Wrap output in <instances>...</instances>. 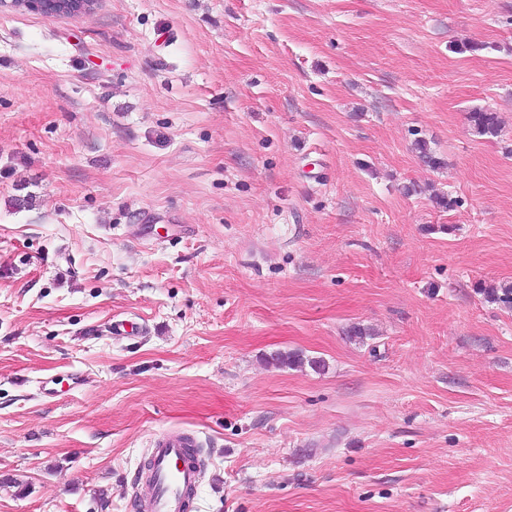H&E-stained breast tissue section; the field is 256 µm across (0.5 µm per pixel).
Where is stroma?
Wrapping results in <instances>:
<instances>
[{
  "label": "stroma",
  "mask_w": 512,
  "mask_h": 512,
  "mask_svg": "<svg viewBox=\"0 0 512 512\" xmlns=\"http://www.w3.org/2000/svg\"><path fill=\"white\" fill-rule=\"evenodd\" d=\"M510 284L512 0L0 10V512H512ZM469 119L480 135L497 137L501 131V123L495 112L474 110L470 112ZM191 437L167 431L157 435L151 448L152 491L146 501L147 512H185L186 492L200 479L198 466L189 459L185 448Z\"/></svg>",
  "instance_id": "obj_1"
}]
</instances>
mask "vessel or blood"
<instances>
[{
    "label": "vessel or blood",
    "instance_id": "1",
    "mask_svg": "<svg viewBox=\"0 0 512 512\" xmlns=\"http://www.w3.org/2000/svg\"><path fill=\"white\" fill-rule=\"evenodd\" d=\"M190 444V437L183 433L167 431L154 438L148 512H185L187 492L200 479L198 466L186 454Z\"/></svg>",
    "mask_w": 512,
    "mask_h": 512
}]
</instances>
